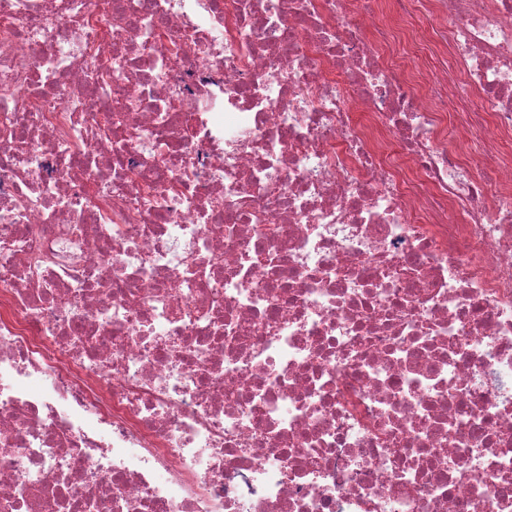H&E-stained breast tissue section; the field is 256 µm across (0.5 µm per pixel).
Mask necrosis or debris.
I'll list each match as a JSON object with an SVG mask.
<instances>
[{"label": "necrosis or debris", "mask_w": 512, "mask_h": 512, "mask_svg": "<svg viewBox=\"0 0 512 512\" xmlns=\"http://www.w3.org/2000/svg\"><path fill=\"white\" fill-rule=\"evenodd\" d=\"M350 4L0 0V512H512V0ZM461 89L459 94L455 98L458 105L454 110H448V147L459 152L463 155H468L475 147V143L473 139L470 138H462L449 134V131L452 128L454 123L457 124V117L460 114L456 115L455 113L461 112H479L480 104L478 98L474 95L473 92L463 87V82L460 81ZM449 114L451 117H449Z\"/></svg>", "instance_id": "4bbe7bcc"}]
</instances>
